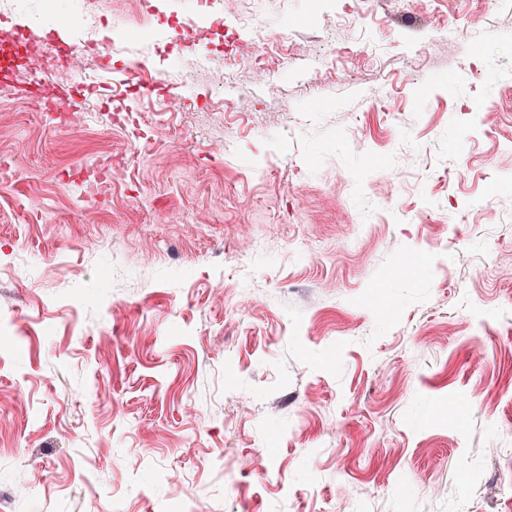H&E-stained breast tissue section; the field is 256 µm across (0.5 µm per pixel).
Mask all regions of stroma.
<instances>
[{
    "mask_svg": "<svg viewBox=\"0 0 512 512\" xmlns=\"http://www.w3.org/2000/svg\"><path fill=\"white\" fill-rule=\"evenodd\" d=\"M59 15L76 119L0 75L10 512H512V0H0V41Z\"/></svg>",
    "mask_w": 512,
    "mask_h": 512,
    "instance_id": "1",
    "label": "stroma"
}]
</instances>
